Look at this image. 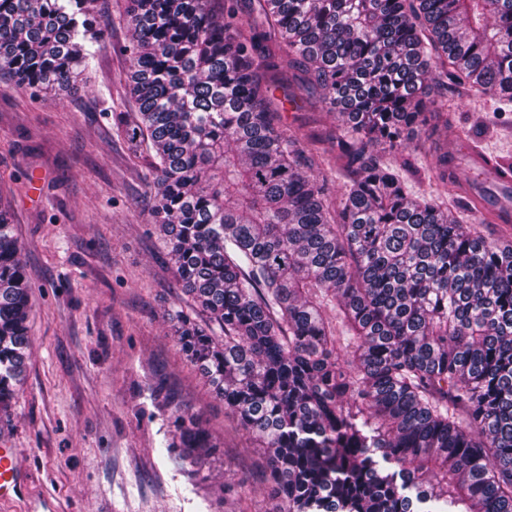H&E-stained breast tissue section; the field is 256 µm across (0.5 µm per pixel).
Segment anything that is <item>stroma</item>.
I'll list each match as a JSON object with an SVG mask.
<instances>
[{"mask_svg":"<svg viewBox=\"0 0 512 512\" xmlns=\"http://www.w3.org/2000/svg\"><path fill=\"white\" fill-rule=\"evenodd\" d=\"M94 5L108 30L74 88L49 97L0 78V199L23 246L32 305L26 372L0 412V445L16 449L27 488L0 512H232L168 455L178 409L217 443L199 464L207 485L242 483L241 512H275L261 442L183 358L167 321L182 292L148 214L153 154H132L111 121L134 109L128 0ZM283 121L306 134L336 123L306 99L287 105ZM461 128L469 141H456ZM432 141L410 155V193L439 186L447 168L460 219L474 203L487 212L512 204V185L475 161L512 162V106L480 93L450 98L448 125Z\"/></svg>","mask_w":512,"mask_h":512,"instance_id":"obj_1","label":"stroma"}]
</instances>
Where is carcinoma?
Masks as SVG:
<instances>
[{
    "instance_id": "obj_1",
    "label": "carcinoma",
    "mask_w": 512,
    "mask_h": 512,
    "mask_svg": "<svg viewBox=\"0 0 512 512\" xmlns=\"http://www.w3.org/2000/svg\"><path fill=\"white\" fill-rule=\"evenodd\" d=\"M153 223L185 305L179 351L266 445L287 512H512V245L400 175L448 87L512 102V0H130ZM107 22L92 0H0V74L66 89ZM336 119L282 122L291 87ZM342 163L343 197L323 174ZM23 248L0 208V406L29 336ZM170 454L214 451L175 411Z\"/></svg>"
}]
</instances>
